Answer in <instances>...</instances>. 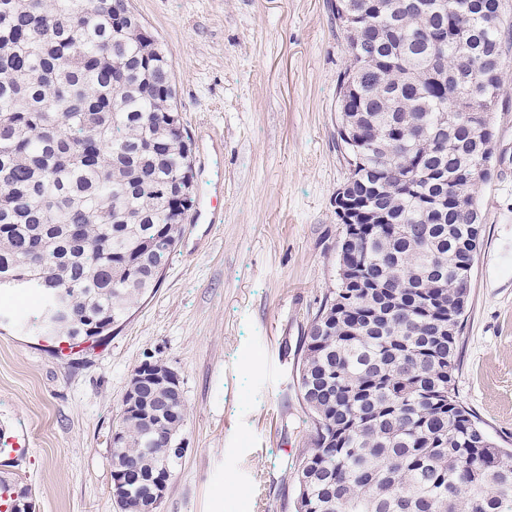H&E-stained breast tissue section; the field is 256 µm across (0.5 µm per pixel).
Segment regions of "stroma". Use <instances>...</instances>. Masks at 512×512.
I'll list each match as a JSON object with an SVG mask.
<instances>
[{"mask_svg": "<svg viewBox=\"0 0 512 512\" xmlns=\"http://www.w3.org/2000/svg\"><path fill=\"white\" fill-rule=\"evenodd\" d=\"M509 67L478 188L482 240L462 318L458 400L512 448V0H500ZM173 64L176 102L205 157L199 200L224 185L215 229L186 225L158 288L95 352L60 360L39 337L0 333V423L29 436L0 478L33 512H119L110 436L131 375L179 377L184 453L158 512H296L293 468L313 446L297 370L336 290L349 174L339 137L348 65L330 0H130Z\"/></svg>", "mask_w": 512, "mask_h": 512, "instance_id": "obj_1", "label": "stroma"}]
</instances>
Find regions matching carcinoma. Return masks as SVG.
I'll return each instance as SVG.
<instances>
[{"label":"carcinoma","instance_id":"cac0c4a2","mask_svg":"<svg viewBox=\"0 0 512 512\" xmlns=\"http://www.w3.org/2000/svg\"><path fill=\"white\" fill-rule=\"evenodd\" d=\"M349 65L339 112L359 271L314 317L298 389L314 448L297 512H512V450L456 399L461 318L504 89L500 0H330ZM172 61L128 0H0V291L36 298L51 341L98 343L158 286L196 204ZM122 408L112 495L169 479L183 394Z\"/></svg>","mask_w":512,"mask_h":512}]
</instances>
